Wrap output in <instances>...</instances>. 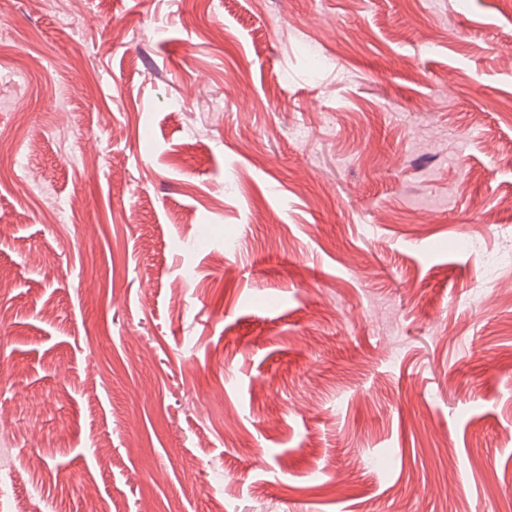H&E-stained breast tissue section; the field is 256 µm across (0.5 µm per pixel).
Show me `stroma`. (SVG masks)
Instances as JSON below:
<instances>
[{"mask_svg": "<svg viewBox=\"0 0 512 512\" xmlns=\"http://www.w3.org/2000/svg\"><path fill=\"white\" fill-rule=\"evenodd\" d=\"M0 512H512V0H0Z\"/></svg>", "mask_w": 512, "mask_h": 512, "instance_id": "35a3bbf8", "label": "stroma"}]
</instances>
